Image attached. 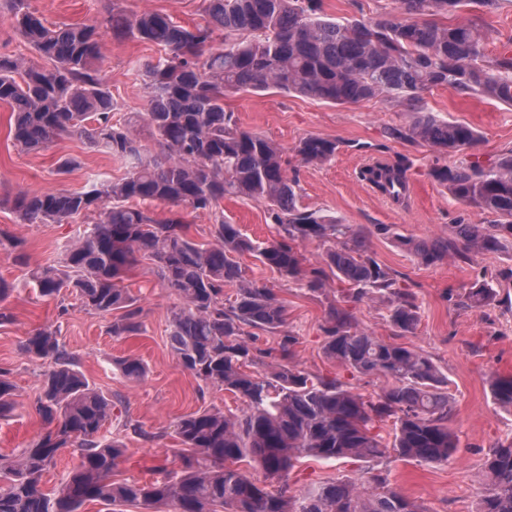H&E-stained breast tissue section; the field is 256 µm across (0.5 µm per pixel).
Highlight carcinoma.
<instances>
[{
    "mask_svg": "<svg viewBox=\"0 0 512 512\" xmlns=\"http://www.w3.org/2000/svg\"><path fill=\"white\" fill-rule=\"evenodd\" d=\"M20 36L45 59L40 67L0 54V102L10 106V133L22 150L42 153L64 137H78L122 161L118 180H93L78 191L20 193L10 199L23 224H64L77 215L92 224L55 265L30 270L38 292L62 291L81 307L118 313L110 331L136 336L144 326L137 299L121 286L128 269L151 261L160 285L180 295L171 311L168 343L176 361L205 386L220 387L242 405L237 413L205 408L181 417L175 433L190 454L174 478L116 481L125 447L100 436L116 403L93 388L59 341L58 329L39 328L22 345L46 365L35 408L44 423L18 455H0V512H81L88 502L139 503L154 512H422L389 480L365 483L331 478L296 493L288 474L301 457L376 461L393 453L405 460L446 463L458 448L450 423L454 406L448 377L423 352L386 342L359 327L347 303L378 294L401 333L418 324L415 295L368 254L361 229L338 224L298 206V183L288 178L282 151L270 140L240 129L225 111L230 92L276 89L329 104H355L379 96L410 101L421 115L410 136L447 151L473 146L468 124L442 122L424 111L423 93L446 88L512 105V49L485 53L486 32L475 19L443 24L439 17L485 10L498 0H400L406 19L370 23L321 16V0H202L204 21L185 27L157 11L130 14L121 0L86 24L49 25L30 0H8ZM224 35V47L214 43ZM133 38L165 56L138 76L147 90L145 124L160 151L144 152L131 124L112 122L116 109L101 75L103 38ZM333 140L309 136L294 148L305 164L336 154ZM406 166L377 162L362 176L398 201L406 193ZM432 176L457 199L500 218L497 224H456L448 236L409 240L426 266L470 253H496L512 240V153L486 164L480 159L440 167ZM226 196L264 202L276 236L256 242L217 211ZM149 202L172 206L154 217ZM215 213L212 241L187 234L184 213ZM326 245L322 261L308 264L305 242ZM0 249L29 265L24 243L0 228ZM260 262L323 294L330 277L350 286L344 303L329 305L323 353L359 375L385 380L372 399L338 378L311 375L294 363L298 339L285 330L286 306L264 283L243 275L240 256ZM234 300L224 302V287ZM494 296L475 285L460 305L481 307ZM277 335L261 347V335ZM122 376L147 372L138 358L116 360ZM262 365L266 372L252 371ZM11 372L0 369V417L14 409ZM494 404L512 412V376L490 380ZM392 421L389 443L375 432ZM65 449L78 458L54 491L44 475ZM248 462L281 481L277 493L238 466ZM478 512H512V438L489 445L480 473Z\"/></svg>",
    "mask_w": 512,
    "mask_h": 512,
    "instance_id": "cac0c4a2",
    "label": "carcinoma"
}]
</instances>
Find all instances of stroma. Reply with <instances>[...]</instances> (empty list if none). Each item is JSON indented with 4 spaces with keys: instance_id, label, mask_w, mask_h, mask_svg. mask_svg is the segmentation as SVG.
<instances>
[{
    "instance_id": "1",
    "label": "stroma",
    "mask_w": 512,
    "mask_h": 512,
    "mask_svg": "<svg viewBox=\"0 0 512 512\" xmlns=\"http://www.w3.org/2000/svg\"><path fill=\"white\" fill-rule=\"evenodd\" d=\"M111 0H31V6L51 23H87L105 12ZM131 13L157 10L179 24L201 20V0H123ZM400 13L398 0H323V15L369 22ZM488 30L486 52L495 56L512 47V0H500L497 9L481 16ZM101 69L117 105L116 117H137L148 109L147 91L131 69L159 57L151 44L133 39L105 38ZM428 112L439 120L469 124L479 134L476 146L443 152L407 138L417 114L410 102L378 97L357 104L332 105L280 91L239 92L225 100L238 126L275 142L290 155L289 176L298 180L300 203L342 224L370 229L369 254L388 268L400 287L415 293L420 320L414 333L397 336L386 305L370 300L353 304L360 328L387 342H401L429 355L448 377L454 400L452 426L458 448L447 463L429 464L387 456L380 462L302 459L289 475L294 490L328 478L364 482L374 474L390 482L424 512H476L477 475L487 446L512 436V414L495 408L487 378L512 375V246L495 254H474L469 260H451L425 266L403 246L406 238L429 240L447 236L455 224H493L495 214L456 199L431 172L444 165L457 166L480 157L494 160L512 153V106L479 95H458L435 88L424 94ZM11 112L0 104V228L22 239L29 266L52 264L87 227L78 216L66 224H21L6 197L19 192L78 190L97 178L116 179L123 163L82 140L65 137L50 150L28 153L15 146L10 135ZM336 140L338 150L330 162L303 164L293 157L304 137ZM73 156L79 165L71 173L56 175L58 158ZM404 162L408 191L396 204L375 192L358 173L372 160ZM221 209L242 233L254 241L271 237L273 226L265 203L225 198ZM379 224L391 227L387 236L376 234ZM246 278L265 282L283 299L288 328L298 338L294 360L313 375L338 377L353 391L368 397L380 394L384 379L351 375L323 354L322 325L328 306L340 298L343 286L331 282L325 294L313 295L292 279L264 266L250 254L240 259ZM0 251V277L15 290L5 303L11 319L0 324V368L10 369L18 402L9 417L0 419V454L10 455L41 432L44 423L35 410L40 392L42 363L30 360L22 344L33 330L52 325L60 330L61 344L75 357L80 371L106 394L122 397L120 421L104 428L106 437L126 446L118 480L148 482L180 471L181 444L174 432L176 420L201 408L237 411L239 401L218 387L201 388L199 380L181 368L168 343L170 311L180 305L176 292L161 287L148 261H141L125 276L123 285L144 310L145 330L137 336L117 337L109 332L111 316L84 310L74 296L66 300L40 296L28 279V268ZM485 283L496 296L482 308H463L459 301L474 283ZM68 314H60V305ZM140 358L147 374L142 381H126L113 364L115 358ZM139 425L146 438L124 430V423Z\"/></svg>"
}]
</instances>
